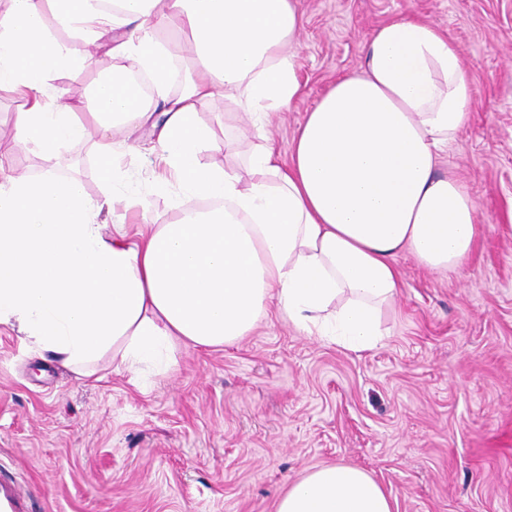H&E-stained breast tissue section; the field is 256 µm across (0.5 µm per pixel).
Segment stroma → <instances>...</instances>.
Listing matches in <instances>:
<instances>
[{"instance_id": "1", "label": "stroma", "mask_w": 512, "mask_h": 512, "mask_svg": "<svg viewBox=\"0 0 512 512\" xmlns=\"http://www.w3.org/2000/svg\"><path fill=\"white\" fill-rule=\"evenodd\" d=\"M293 49L301 84L262 120L216 90L198 112L219 150L204 164L246 173L241 149L266 134L288 157L300 124L337 80L360 72L368 37L400 18L447 31L468 75L473 106L442 157L473 197L480 233L471 257L431 272L409 254L402 287L384 306V336L355 353L303 335L276 311L218 350L187 346L174 370L83 377L22 348L0 326V474L29 490L32 512H274L279 495L316 467L364 469L396 499L394 512H512V0H299ZM179 64L190 34L155 29ZM97 56L57 85L84 102L100 73L135 68ZM19 101L0 92V171L79 180L108 192L94 137L52 157L14 139ZM118 172L142 220L176 212V186L157 187L149 127L112 131Z\"/></svg>"}]
</instances>
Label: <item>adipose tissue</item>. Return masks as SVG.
I'll list each match as a JSON object with an SVG mask.
<instances>
[{"label":"adipose tissue","instance_id":"obj_1","mask_svg":"<svg viewBox=\"0 0 512 512\" xmlns=\"http://www.w3.org/2000/svg\"><path fill=\"white\" fill-rule=\"evenodd\" d=\"M50 16L112 57H133L160 89L171 70L152 34L166 24L189 30L194 71L163 97V122L121 76L95 80L87 111L62 102L58 75L93 58L56 41ZM300 28L298 0H113L108 10L93 0H10L0 14V91L25 101L16 139L49 156L100 130L105 178L124 195L108 132L150 126L179 193L211 206L141 225L130 239L106 233L103 203L76 179L1 178L0 326L84 376L106 356L118 371H168L180 346L235 344L272 310L306 335L363 352L381 340L401 253L432 271L461 266L476 246L477 207L438 161L466 121L471 90L457 49L429 21L375 30L362 74L337 81L307 113L289 162L254 145L246 186L200 162L211 131L196 115L215 90L254 115L297 95ZM393 509L366 471L330 464L292 483L275 512Z\"/></svg>","mask_w":512,"mask_h":512}]
</instances>
